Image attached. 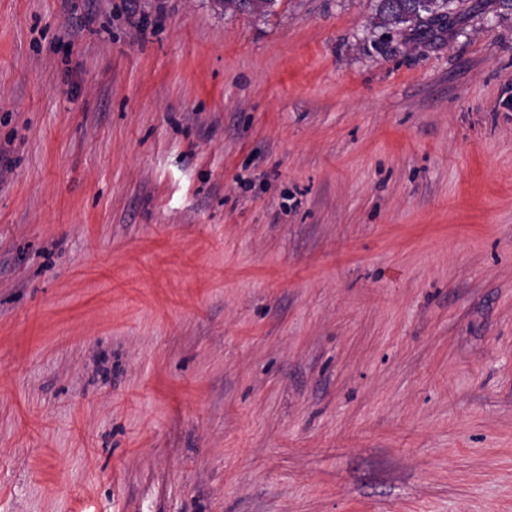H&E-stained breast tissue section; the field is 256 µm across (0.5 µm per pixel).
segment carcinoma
<instances>
[{"label": "carcinoma", "mask_w": 512, "mask_h": 512, "mask_svg": "<svg viewBox=\"0 0 512 512\" xmlns=\"http://www.w3.org/2000/svg\"><path fill=\"white\" fill-rule=\"evenodd\" d=\"M373 25L389 33H397L409 40L414 36H432L447 31L455 24L457 8L466 0H377ZM277 0H224V10L239 13H274Z\"/></svg>", "instance_id": "1"}]
</instances>
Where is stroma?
I'll return each mask as SVG.
<instances>
[{"instance_id": "1", "label": "stroma", "mask_w": 512, "mask_h": 512, "mask_svg": "<svg viewBox=\"0 0 512 512\" xmlns=\"http://www.w3.org/2000/svg\"><path fill=\"white\" fill-rule=\"evenodd\" d=\"M0 0V512H512V0ZM224 11L232 10L239 13H258L263 15L273 14L277 0H261L262 4L256 5L253 0H224ZM377 11L373 20L376 28L388 33H397L405 39L413 36H432L447 31L455 24L456 8L466 4L465 0H377Z\"/></svg>"}]
</instances>
